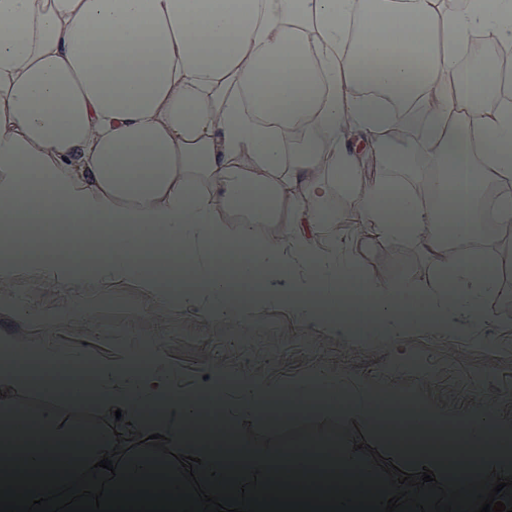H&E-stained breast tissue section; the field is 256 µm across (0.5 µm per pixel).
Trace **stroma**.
I'll use <instances>...</instances> for the list:
<instances>
[{
	"instance_id": "stroma-1",
	"label": "stroma",
	"mask_w": 512,
	"mask_h": 512,
	"mask_svg": "<svg viewBox=\"0 0 512 512\" xmlns=\"http://www.w3.org/2000/svg\"><path fill=\"white\" fill-rule=\"evenodd\" d=\"M448 306L455 315L443 320L422 303L404 304L406 320L443 333L439 341L412 344L398 355L388 342L364 348L356 342L372 330L387 339L400 334L404 320L386 310L373 323L356 310L340 317L331 307L307 301L294 307L257 305L235 295L212 306L202 321L191 314L164 315L151 298L132 288L82 301L65 289L32 281L23 290L0 293V340L47 330L108 341L126 336L145 355L192 354L227 373L241 365L260 371L285 361L316 363L334 376L345 365L385 376L402 369L416 380L434 379L452 404L464 397L478 403L489 395L512 401V306L502 310L495 325L483 319L472 301L452 297Z\"/></svg>"
}]
</instances>
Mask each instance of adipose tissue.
<instances>
[{
    "instance_id": "ef3b65f1",
    "label": "adipose tissue",
    "mask_w": 512,
    "mask_h": 512,
    "mask_svg": "<svg viewBox=\"0 0 512 512\" xmlns=\"http://www.w3.org/2000/svg\"><path fill=\"white\" fill-rule=\"evenodd\" d=\"M478 28L511 42L512 0H0V282L134 288L201 316L233 291L335 298L345 313L357 299L443 310L453 294L496 321L512 287V109L480 104L497 60L460 65ZM33 223L68 232L16 250ZM243 241L254 251L225 274L219 252ZM405 250L416 262L396 259ZM172 259L187 276L168 273ZM27 348L0 354V414L18 439H43L37 471L64 482L90 468L132 477L136 452L159 481L182 480L192 456L201 489L219 477L267 489L285 480L278 434L301 444L331 431L340 489L387 500L428 469L425 500L512 478V419L492 403L457 407L416 384L413 416L391 418L366 370L331 382L310 365L243 367L228 389L220 369L166 354L143 365L119 341L102 361L140 368L106 390L108 441L85 455L75 395L24 379L30 358L79 375L73 344L47 333ZM316 383L332 405L322 419L297 393ZM215 402L248 444L229 469L196 425ZM415 438L436 445L405 451ZM464 457L475 466L460 469Z\"/></svg>"
}]
</instances>
